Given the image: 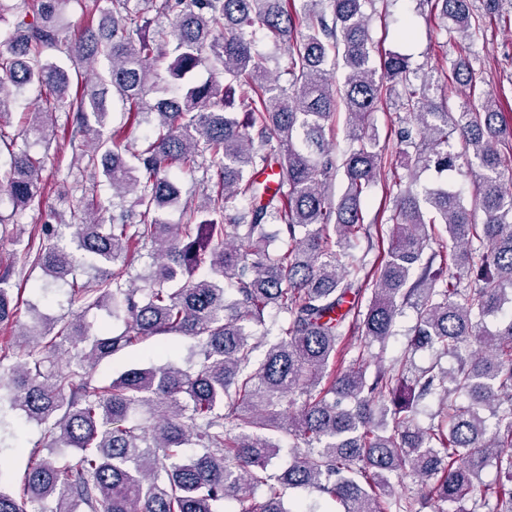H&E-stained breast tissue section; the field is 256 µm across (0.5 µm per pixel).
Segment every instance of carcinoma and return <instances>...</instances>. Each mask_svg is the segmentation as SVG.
Masks as SVG:
<instances>
[{
  "label": "carcinoma",
  "instance_id": "carcinoma-1",
  "mask_svg": "<svg viewBox=\"0 0 512 512\" xmlns=\"http://www.w3.org/2000/svg\"><path fill=\"white\" fill-rule=\"evenodd\" d=\"M93 0L94 14L69 40L64 7L86 0H0V21L13 32L0 49V115L11 93H41L25 129L43 136L62 109L78 126H98L106 96L116 92L129 125L149 112L153 125L130 151L124 131L88 140L85 168L102 172L112 207L138 209L129 224L84 197L69 203L81 256L60 244L44 224L22 261L50 280L70 285V304L105 307L125 328L91 335L79 323L46 324L38 315L0 348V426L10 411L45 426L49 453L30 461L17 494L0 470V512H219L232 500L238 512H305L286 506L296 489L330 501L326 512H512V189L502 170L512 160L497 148L505 113L491 95L480 107L448 111L442 91L452 79L476 89L466 56L421 78L408 59L388 53L374 65V0H148L169 31L129 11V0ZM467 39L481 30L469 0H421ZM288 47L285 82L254 51L258 33ZM341 56L344 79L326 76L330 52ZM64 54L107 66L95 84L72 87L53 60ZM169 60L174 92L160 85L155 63ZM221 68L224 81L186 80L201 67ZM400 119L399 154L409 184L393 198L387 259L369 264L355 253L364 227L363 202L381 167L369 135L372 114L390 97ZM344 109L349 147L337 156L325 131ZM0 170V189L16 207L40 204L45 158L14 150ZM478 168L473 208L451 181L413 189L420 173L447 175ZM208 175L222 188L187 203L185 224L162 211L179 204L171 169ZM343 172L338 201L326 184ZM242 204L224 217L226 203ZM278 226L270 247L268 226ZM454 243L431 248L436 225ZM149 249L151 273L136 287L128 247ZM456 273L448 275V265ZM420 269L415 282L411 271ZM96 275L78 281L80 271ZM0 275V323L17 317V302ZM371 297L362 304L365 286ZM413 302L417 320L410 349L388 366L368 347L385 343ZM280 319L276 341L257 362L255 327ZM498 317L495 331L480 329ZM364 345L348 365H336L348 332ZM163 336L195 340L202 358L189 369L170 361L123 370L108 383L95 379L100 361ZM475 344L448 371L435 360L413 369L412 355L450 353ZM438 399L437 422L422 426L416 403ZM495 418L489 430L484 412ZM286 432L288 466L268 472ZM495 463L498 481L476 490ZM410 477L427 492L416 499L394 492L391 476Z\"/></svg>",
  "mask_w": 512,
  "mask_h": 512
}]
</instances>
